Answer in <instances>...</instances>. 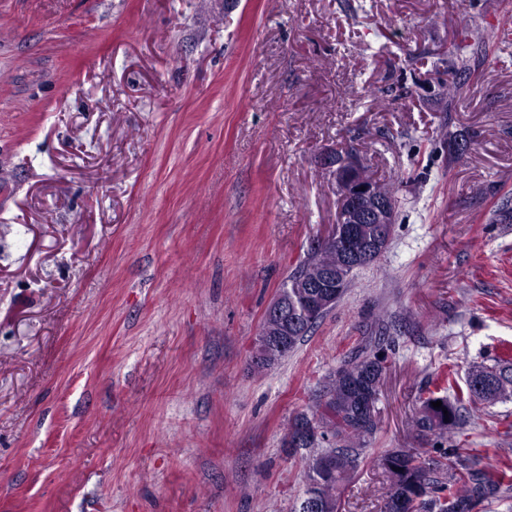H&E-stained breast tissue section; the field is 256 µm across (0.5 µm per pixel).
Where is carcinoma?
<instances>
[{
  "mask_svg": "<svg viewBox=\"0 0 512 512\" xmlns=\"http://www.w3.org/2000/svg\"><path fill=\"white\" fill-rule=\"evenodd\" d=\"M508 42V37L499 35L492 25L475 22L461 30L448 50V58L441 60L443 70L438 72L437 82L445 88V96L440 111H457L460 98L470 89L471 78L487 60L489 45ZM460 139L468 140L470 136L461 130L448 137V153L454 162L469 155L454 149ZM364 171L378 195L397 198L398 183L376 178L367 167ZM374 236L375 225H358L354 245L363 256V267L382 254L373 246ZM341 263L339 247H311L282 282L279 292L289 299L297 297L298 290L291 287L293 280L317 279L324 270ZM326 314L325 310L317 311L298 328L288 325V341L283 349L275 354L273 362L265 366L258 363L256 367L268 369L286 358ZM386 362L383 348L366 346L330 373L323 395L310 411L292 420L288 435L300 429L310 432L305 442L291 449V456L299 458L305 467L304 488L293 512H307L306 502L313 503L312 512H341L342 486L355 477L380 428V417L371 414L370 406L379 401ZM432 385L434 389L421 392L412 428L421 437L435 438L432 452L436 457L426 459L418 448H391L380 456L379 464L390 482L385 512H473L490 489L502 486L499 472L482 467L481 459L460 445V436L467 407L512 400V354L492 366H471L462 386L457 371L444 367ZM437 400L442 407L432 406Z\"/></svg>",
  "mask_w": 512,
  "mask_h": 512,
  "instance_id": "carcinoma-1",
  "label": "carcinoma"
}]
</instances>
